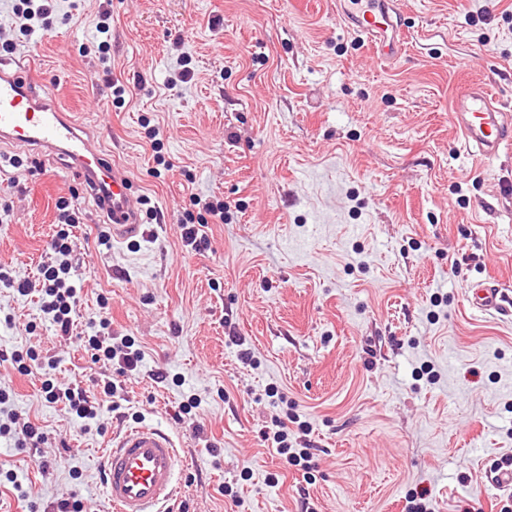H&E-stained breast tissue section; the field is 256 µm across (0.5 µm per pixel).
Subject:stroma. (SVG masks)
I'll list each match as a JSON object with an SVG mask.
<instances>
[{
  "label": "stroma",
  "instance_id": "obj_1",
  "mask_svg": "<svg viewBox=\"0 0 512 512\" xmlns=\"http://www.w3.org/2000/svg\"><path fill=\"white\" fill-rule=\"evenodd\" d=\"M103 8L106 64L92 24ZM400 8L405 50L388 65L342 27L336 0H58L30 41L0 0V42L32 57L33 79L56 85L156 214L146 237L100 244L107 218L60 159L37 156L25 176L8 163L22 148L0 144V270L37 282L57 201L80 209L72 337L38 292L0 287V350L37 357L27 375L0 366V424L45 434L35 448L0 436V512L77 498L107 512L103 448L139 423L169 431L186 460L181 512H403L415 492L434 512L512 503L486 480L512 459V309L467 300L486 277L512 290V153L484 166L449 118L469 79L512 106V0ZM182 58L191 77L169 86ZM194 193L224 203L197 250L178 229ZM102 320L141 344L133 374L79 346ZM109 378L97 429L41 391L96 395ZM273 388L310 427L311 474L264 439Z\"/></svg>",
  "mask_w": 512,
  "mask_h": 512
}]
</instances>
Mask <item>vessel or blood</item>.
<instances>
[{
  "mask_svg": "<svg viewBox=\"0 0 512 512\" xmlns=\"http://www.w3.org/2000/svg\"><path fill=\"white\" fill-rule=\"evenodd\" d=\"M344 28L363 34L379 60L397 61L404 50L399 0H339ZM465 149L486 165L512 150V112L505 110L482 84L459 88L449 114ZM0 140L37 154L65 159V167L81 182L97 185L106 179L112 190L107 212L112 238L138 236V202L129 194L127 173L102 153L90 132L57 101L53 83H35L26 67L0 62ZM507 296L494 280L473 282L472 308L501 310ZM184 465L170 434L140 424L113 435L102 460L104 500L109 512H175L182 497L179 473Z\"/></svg>",
  "mask_w": 512,
  "mask_h": 512,
  "instance_id": "1",
  "label": "vessel or blood"
}]
</instances>
